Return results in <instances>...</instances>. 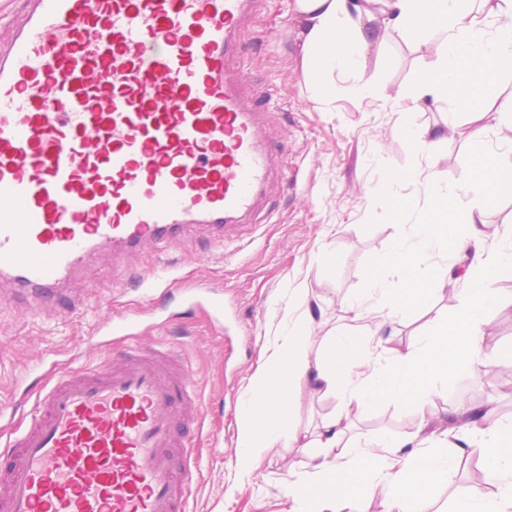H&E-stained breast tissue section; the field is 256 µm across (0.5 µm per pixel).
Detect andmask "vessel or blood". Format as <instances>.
<instances>
[{"label":"vessel or blood","instance_id":"obj_1","mask_svg":"<svg viewBox=\"0 0 512 512\" xmlns=\"http://www.w3.org/2000/svg\"><path fill=\"white\" fill-rule=\"evenodd\" d=\"M262 0H25L0 52V275L53 301L95 251L250 217L285 166L237 64ZM199 418L162 347L79 365L0 450V512H186Z\"/></svg>","mask_w":512,"mask_h":512}]
</instances>
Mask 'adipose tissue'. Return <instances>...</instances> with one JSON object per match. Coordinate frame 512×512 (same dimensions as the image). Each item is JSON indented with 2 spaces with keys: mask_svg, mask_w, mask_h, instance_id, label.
Wrapping results in <instances>:
<instances>
[{
  "mask_svg": "<svg viewBox=\"0 0 512 512\" xmlns=\"http://www.w3.org/2000/svg\"><path fill=\"white\" fill-rule=\"evenodd\" d=\"M292 11L307 79L361 73L370 54L395 32L433 58L418 77L415 101L462 100L470 124L494 131L497 142L477 146L465 179L444 181L436 174L439 148L454 142L457 125L422 133L404 129L405 139L418 142L428 161L422 177L426 201L443 210L435 220L420 217L395 238L361 293L343 301V309L362 322V332L328 335V352L320 354L311 342L313 316L306 312L274 342L240 405L236 465L244 474L254 471L263 449L298 442L291 414L296 383L335 392L359 409L386 397L410 396L424 405L449 373L488 369L484 349L494 333L481 313L501 302L491 276L512 273V227L485 231V205L503 177L512 176V94L495 88L496 75L512 70V0H294ZM419 255L429 259L431 275L416 271ZM461 256L469 260L465 272L444 278ZM391 269L403 273L400 288L390 286ZM444 297L455 303L452 315L434 317L413 341L386 346L383 331L394 317ZM347 430L339 416L323 423L311 475L289 489L294 512H361V504L378 493L384 512H416L431 486L452 480L470 445L482 447L486 477L499 493L490 497L472 489L464 512H512V426L489 411L456 407L440 431V448L425 455L412 449L411 439L395 435L351 443Z\"/></svg>",
  "mask_w": 512,
  "mask_h": 512,
  "instance_id": "adipose-tissue-1",
  "label": "adipose tissue"
}]
</instances>
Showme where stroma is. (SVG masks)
I'll list each match as a JSON object with an SVG mask.
<instances>
[{"label":"stroma","instance_id":"obj_1","mask_svg":"<svg viewBox=\"0 0 512 512\" xmlns=\"http://www.w3.org/2000/svg\"><path fill=\"white\" fill-rule=\"evenodd\" d=\"M292 0H263L246 23L248 49L241 66L254 85L273 92L278 111L265 123V138L288 164L287 183L273 182L258 212L217 244V231L194 225L165 244L118 256H94L65 282L79 303L77 315L64 304L45 306L10 279H0V445L17 439L37 410V394L62 371L71 354L94 366L113 348L150 349L174 341L197 390L201 432L195 441L198 468L191 512H291L289 485L310 473L311 449L276 443L265 449L248 476L235 469L237 419L242 396L268 355L271 336L311 309L315 338L350 325L343 299L367 283L373 261L421 216H399L390 198L388 175L409 176L403 193L422 200L416 171L426 162L402 138L411 126L460 124L461 137L437 167L443 180H461L474 152L466 109L455 100L414 107L418 74L432 59L398 35H390L369 58L365 75L378 89L360 98L357 75L326 78L328 92L316 96L300 66ZM168 264V280L186 289L221 287L224 317L208 308L181 311L173 319L149 314L157 292L153 276ZM316 299L304 304L302 289ZM483 316L496 330L488 350L491 365L512 387V307L491 306ZM133 320L129 336H105L107 322ZM481 371L449 375L432 397V408L415 400L384 399L367 410L349 409L347 436L358 440L416 432L421 419L447 415L458 403L492 401L497 419L512 421V390L487 388ZM293 422L315 437L336 415L334 392H313L306 383L291 392ZM483 469H458L454 481L433 487L423 512H453L467 492L483 482Z\"/></svg>","mask_w":512,"mask_h":512}]
</instances>
